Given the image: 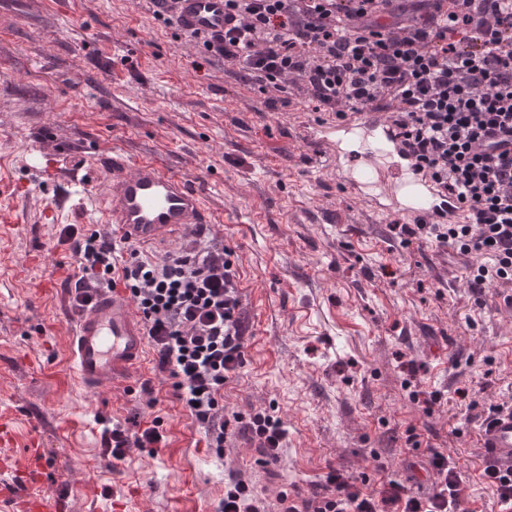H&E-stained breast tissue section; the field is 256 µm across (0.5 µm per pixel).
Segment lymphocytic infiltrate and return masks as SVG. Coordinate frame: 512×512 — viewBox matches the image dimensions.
<instances>
[{"label": "lymphocytic infiltrate", "mask_w": 512, "mask_h": 512, "mask_svg": "<svg viewBox=\"0 0 512 512\" xmlns=\"http://www.w3.org/2000/svg\"><path fill=\"white\" fill-rule=\"evenodd\" d=\"M224 22L223 35L201 39L203 52L237 66L266 111L290 106L287 81L328 115L395 100L399 137L463 212L454 224L398 225L399 234L451 249L472 287L512 284V152L485 143L493 131L512 133V0H224ZM65 238L76 256L75 306L123 287L173 397L210 448L223 453L233 423L265 464L277 463L288 436L280 418L264 410L224 417V386L245 365L234 250L192 239L153 261L96 230ZM104 444L119 461L133 448L157 453L166 440L155 419L134 434L113 423ZM428 465L437 480L426 496L395 479L370 491L333 468L310 494L283 492L272 504L231 480L219 512H473L456 459L435 450Z\"/></svg>", "instance_id": "obj_1"}]
</instances>
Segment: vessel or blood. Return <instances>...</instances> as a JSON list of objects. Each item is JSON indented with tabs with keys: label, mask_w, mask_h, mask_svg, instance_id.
Masks as SVG:
<instances>
[{
	"label": "vessel or blood",
	"mask_w": 512,
	"mask_h": 512,
	"mask_svg": "<svg viewBox=\"0 0 512 512\" xmlns=\"http://www.w3.org/2000/svg\"><path fill=\"white\" fill-rule=\"evenodd\" d=\"M171 18L184 33L209 37L224 31V0H170ZM390 101L345 118L316 121L302 138L324 146L332 169L350 193L374 212L398 215L414 224L457 221L461 205L440 193L394 130ZM100 199L107 223L133 243L171 238L178 230L203 227L211 215L197 191L153 161H130L120 151L101 169ZM68 339L71 369L85 386L126 382L139 367L147 345L146 329L130 298L102 290L78 308ZM482 446L498 469H512V408L486 421Z\"/></svg>",
	"instance_id": "obj_1"
}]
</instances>
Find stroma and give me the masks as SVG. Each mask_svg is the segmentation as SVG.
<instances>
[{"mask_svg": "<svg viewBox=\"0 0 512 512\" xmlns=\"http://www.w3.org/2000/svg\"><path fill=\"white\" fill-rule=\"evenodd\" d=\"M153 9L0 0V208L20 217L0 223V422L15 430L0 456L38 446L57 459L39 488L59 494L62 512H217L229 480L272 499L310 493L332 467L371 489L393 478L424 494L433 484L411 465L434 448L492 504L478 480L481 423L465 416L512 387V310L500 305L512 285L473 289L451 251L402 243L393 216L346 191L323 149L302 140L290 109L260 111L259 93ZM115 149L199 189L214 217L207 236L235 251L246 362L224 387V412L274 408L288 431L278 464L261 466L256 443L234 432L223 454L207 448L154 352L125 386L87 388L69 371L75 259L61 232L104 225L90 202L77 216L56 199L71 189L65 171L95 176ZM18 183L26 196L13 194ZM156 416L158 454L107 456L104 427Z\"/></svg>", "mask_w": 512, "mask_h": 512, "instance_id": "1", "label": "stroma"}]
</instances>
